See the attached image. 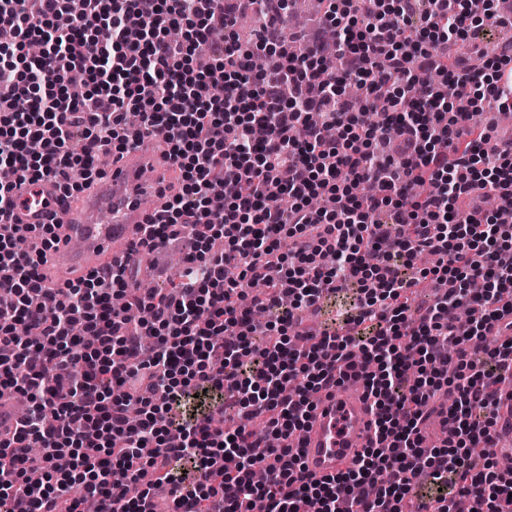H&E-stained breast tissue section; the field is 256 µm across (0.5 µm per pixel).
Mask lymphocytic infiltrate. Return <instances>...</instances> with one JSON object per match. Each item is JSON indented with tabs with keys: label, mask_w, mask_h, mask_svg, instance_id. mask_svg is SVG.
I'll list each match as a JSON object with an SVG mask.
<instances>
[{
	"label": "lymphocytic infiltrate",
	"mask_w": 512,
	"mask_h": 512,
	"mask_svg": "<svg viewBox=\"0 0 512 512\" xmlns=\"http://www.w3.org/2000/svg\"><path fill=\"white\" fill-rule=\"evenodd\" d=\"M325 3L298 35L286 31L291 0H0L13 35L0 44V389L31 400L0 442V512H82L88 497L99 512H156L170 486L182 489L170 512H249L257 498L266 512H405L426 471L447 488L438 512L462 495L474 512H512V476L483 453L512 341L479 344L512 306V214L463 219L458 207L477 190L512 199V141L491 143L470 121L512 109V55L451 66L431 49L506 20L496 0L479 14L470 0ZM267 8L275 22L243 41L238 16ZM258 55L265 69H253ZM150 137L181 188L150 217L145 244L190 238L179 278L145 293L137 268L120 265L46 287L41 255L15 242L51 227L9 224L16 176L58 180L69 197L100 175L102 155ZM425 250L435 265L411 276ZM428 276L439 293L413 308ZM353 284L355 313L297 349L302 312ZM117 294L151 320L129 321ZM465 304L480 321L456 320ZM352 376L375 444L356 468L309 480L294 435L312 394ZM200 391L216 406L187 414ZM448 391V436L427 447L421 424ZM258 418L278 447L253 437Z\"/></svg>",
	"instance_id": "1"
}]
</instances>
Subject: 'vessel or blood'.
Returning <instances> with one entry per match:
<instances>
[{
  "label": "vessel or blood",
  "instance_id": "obj_1",
  "mask_svg": "<svg viewBox=\"0 0 512 512\" xmlns=\"http://www.w3.org/2000/svg\"><path fill=\"white\" fill-rule=\"evenodd\" d=\"M151 168L158 176L153 183L143 178ZM167 174L166 167L157 165L141 149H128L113 155L96 183L95 194L78 205L62 200L54 180L21 179L16 183L11 221L52 225L54 242L44 250L45 272H69L78 278L103 269L116 258L146 271L153 255L140 246V231L149 216L168 201V193L159 185ZM108 211L115 220L102 223ZM372 438V414L359 383L351 380L317 393L301 443L306 475L319 480L346 471Z\"/></svg>",
  "mask_w": 512,
  "mask_h": 512
}]
</instances>
